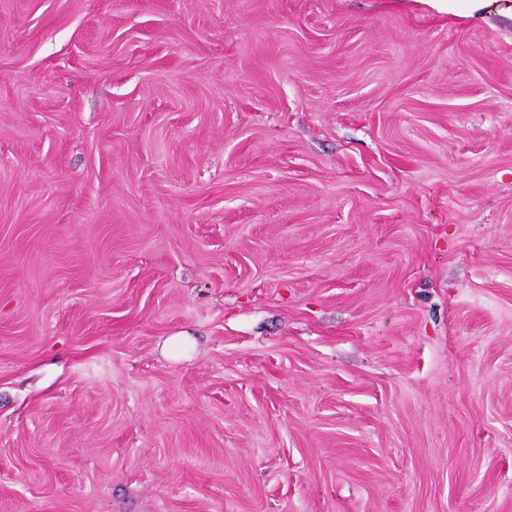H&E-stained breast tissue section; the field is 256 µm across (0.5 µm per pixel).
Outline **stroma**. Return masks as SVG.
I'll return each instance as SVG.
<instances>
[{
    "label": "stroma",
    "instance_id": "1",
    "mask_svg": "<svg viewBox=\"0 0 512 512\" xmlns=\"http://www.w3.org/2000/svg\"><path fill=\"white\" fill-rule=\"evenodd\" d=\"M0 512H512V21L0 0Z\"/></svg>",
    "mask_w": 512,
    "mask_h": 512
}]
</instances>
